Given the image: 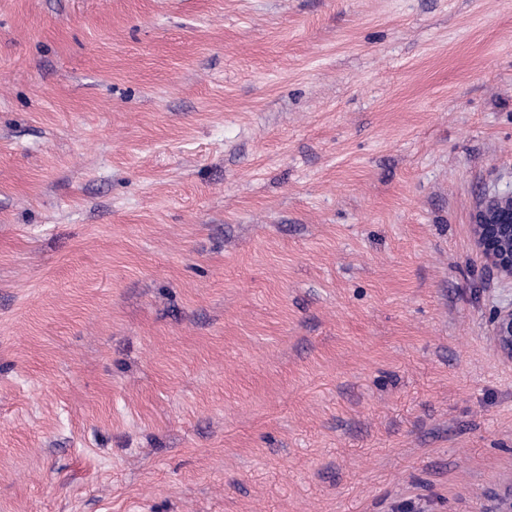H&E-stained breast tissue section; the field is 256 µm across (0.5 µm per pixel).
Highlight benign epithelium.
Returning a JSON list of instances; mask_svg holds the SVG:
<instances>
[{"label": "benign epithelium", "instance_id": "benign-epithelium-1", "mask_svg": "<svg viewBox=\"0 0 512 512\" xmlns=\"http://www.w3.org/2000/svg\"><path fill=\"white\" fill-rule=\"evenodd\" d=\"M474 240L497 275L512 281V191L495 194L479 210ZM493 339L500 353L512 360V304L494 315Z\"/></svg>", "mask_w": 512, "mask_h": 512}]
</instances>
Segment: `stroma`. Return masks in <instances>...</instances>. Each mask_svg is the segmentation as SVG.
Returning a JSON list of instances; mask_svg holds the SVG:
<instances>
[{"label": "stroma", "instance_id": "1", "mask_svg": "<svg viewBox=\"0 0 512 512\" xmlns=\"http://www.w3.org/2000/svg\"><path fill=\"white\" fill-rule=\"evenodd\" d=\"M512 0H0V512H498ZM475 223L477 247L501 279L512 281V191L490 196Z\"/></svg>", "mask_w": 512, "mask_h": 512}]
</instances>
